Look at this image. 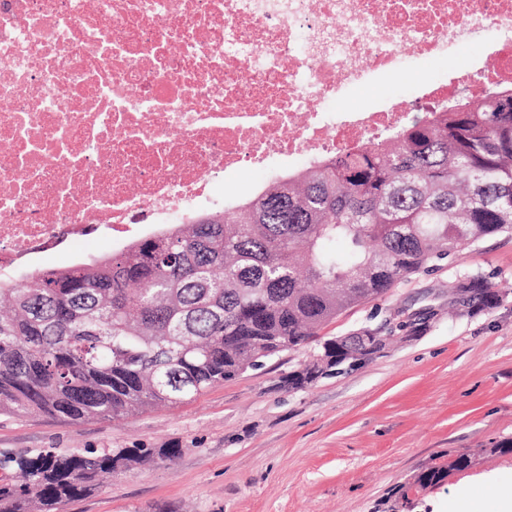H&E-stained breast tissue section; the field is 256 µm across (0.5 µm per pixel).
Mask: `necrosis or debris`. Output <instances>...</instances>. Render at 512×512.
Here are the masks:
<instances>
[{
	"label": "necrosis or debris",
	"mask_w": 512,
	"mask_h": 512,
	"mask_svg": "<svg viewBox=\"0 0 512 512\" xmlns=\"http://www.w3.org/2000/svg\"><path fill=\"white\" fill-rule=\"evenodd\" d=\"M511 86L512 0H0V272Z\"/></svg>",
	"instance_id": "4bbe7bcc"
}]
</instances>
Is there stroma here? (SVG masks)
<instances>
[{
  "mask_svg": "<svg viewBox=\"0 0 512 512\" xmlns=\"http://www.w3.org/2000/svg\"><path fill=\"white\" fill-rule=\"evenodd\" d=\"M470 275L486 277L500 303L449 314V283ZM401 310L426 311V330L349 375L283 389L280 377L310 357L289 351L176 408L79 424L0 414V450L178 449L174 461L114 473L61 512H448L460 493L512 481V451L490 450L512 439V235L345 310L320 336L375 327ZM468 449L474 463L451 468ZM432 466L447 478L418 486Z\"/></svg>",
  "mask_w": 512,
  "mask_h": 512,
  "instance_id": "stroma-1",
  "label": "stroma"
}]
</instances>
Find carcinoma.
Segmentation results:
<instances>
[{"instance_id": "obj_1", "label": "carcinoma", "mask_w": 512, "mask_h": 512, "mask_svg": "<svg viewBox=\"0 0 512 512\" xmlns=\"http://www.w3.org/2000/svg\"><path fill=\"white\" fill-rule=\"evenodd\" d=\"M512 90L426 110L383 140L271 180L233 212L192 216L105 260L0 278V411L71 423L178 406L385 297L464 247L512 233ZM468 313L494 308L481 276ZM385 348L336 336L281 377L301 390ZM177 448L0 455V512H60L119 470ZM431 467L421 486L444 480Z\"/></svg>"}]
</instances>
